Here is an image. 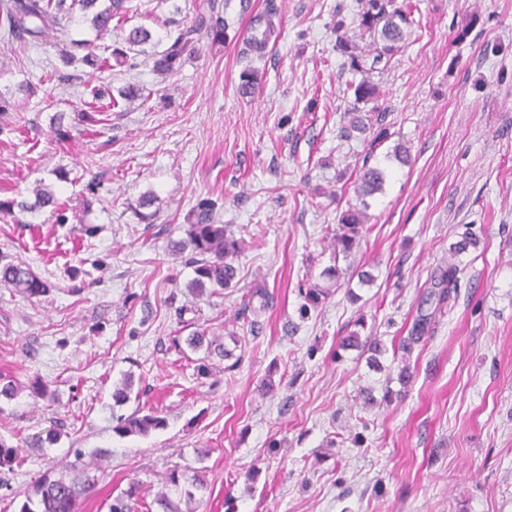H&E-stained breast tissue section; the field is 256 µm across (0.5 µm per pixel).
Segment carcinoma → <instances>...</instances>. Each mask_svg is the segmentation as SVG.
<instances>
[{
  "label": "carcinoma",
  "instance_id": "obj_1",
  "mask_svg": "<svg viewBox=\"0 0 512 512\" xmlns=\"http://www.w3.org/2000/svg\"><path fill=\"white\" fill-rule=\"evenodd\" d=\"M99 0H0V40L6 43L34 45L46 39L48 31L63 21L71 22L76 17H91V23L100 33L110 29L112 19H121L129 14V0H108V4L99 7ZM358 25L372 39L371 64H366V56L356 44L345 34H336V51L346 57L349 68L363 75L353 86L355 103H370L372 108L365 114H359V108L340 121L337 136L350 140L354 134L370 133L367 140V152L359 169L355 192L361 199L370 197L382 190L385 181L384 171L369 165L374 149L387 140L391 133L387 124L386 109L378 105L379 89L371 81L370 74L376 66L390 61L402 48L407 29L413 23L410 7L398 0H358ZM279 12L276 0H266L263 13L255 19L261 28L260 36H252L246 41L243 54H254L261 57L265 54L269 40L276 33L274 18ZM225 22L219 15L216 0H199L195 9L193 25L179 28L169 38L167 47L154 61V68L162 74L177 73L184 62V57L194 43L195 35L202 31L209 32L216 40L224 36ZM367 203L362 207L351 206L343 211L338 218V230L334 240L339 252H350L361 237L364 224L368 221ZM48 208L51 215L59 222L65 221L52 190L42 185L35 190V202L1 201L0 212L8 214L19 210L31 213L35 210ZM215 202L200 199L193 209L194 221L187 225L186 238L175 244V251L190 250L194 257L195 277L188 287L197 290L206 288L217 293L231 287L237 277L234 258L240 250V240L224 224L215 220ZM460 269L455 264L440 271L436 290L430 292L427 299L436 300L437 309H442L454 298L458 288ZM0 285L27 296H43L50 290V284L32 272L23 261H10L0 264ZM305 300L303 309L317 307L325 302L333 293L332 287L315 284L300 289ZM274 296L263 285H257L241 296V309L259 316L272 306ZM431 317L424 315L417 319L411 336L403 340L401 349L411 351L412 346L424 337L429 330ZM192 349L207 346L209 354L222 359H230L234 350L215 340H209L205 334L195 332L186 339ZM163 425V420L153 412L146 414L132 413L127 417L118 416L113 431L119 435H145ZM20 463L18 447L8 444L0 438V468H11ZM97 478L84 472L79 477L44 478L21 504L19 512H78V505L88 491L96 484ZM167 483L174 488L178 497L173 499L166 492H161L156 502L162 512H196L193 505L198 503L197 495L206 489L202 472L198 471L190 478L178 468L170 470ZM138 487L132 484L128 489L113 497L108 505V512H135L138 508Z\"/></svg>",
  "mask_w": 512,
  "mask_h": 512
}]
</instances>
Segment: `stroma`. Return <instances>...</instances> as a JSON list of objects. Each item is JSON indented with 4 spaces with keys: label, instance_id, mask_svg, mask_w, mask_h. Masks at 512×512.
<instances>
[{
    "label": "stroma",
    "instance_id": "1",
    "mask_svg": "<svg viewBox=\"0 0 512 512\" xmlns=\"http://www.w3.org/2000/svg\"><path fill=\"white\" fill-rule=\"evenodd\" d=\"M137 2L101 36L68 23L36 47L0 44V95L31 86L22 110L0 116V200L33 201L42 183L67 216L0 215V256L52 285L33 298L0 286V377L19 389L0 399V438L22 459L0 469V512H17L38 480L75 466L98 476L79 512H107L129 483L164 491L175 465L205 475L198 512H512V0H408L407 39L372 75L391 136L370 158L362 141L336 136L355 75L334 29L367 46L357 0H277L280 35L262 58L242 49L265 0H219L223 42L200 33L173 75L154 70V55L192 24L197 0ZM139 25L150 40L127 45ZM81 39L102 57L124 50L135 68L80 64V82H61L60 53ZM247 69L261 77L250 95L240 92ZM103 83L142 95L79 122ZM56 116L67 139L53 133ZM399 143L408 164L391 156ZM366 160L386 172L367 231L335 262V292L301 316L299 290L332 263L324 232L355 204ZM202 198L251 237L235 287L220 296L192 294L194 267L171 251ZM87 224L95 237L83 235ZM468 228L479 246L453 254ZM452 262L457 298L400 381L393 351ZM363 271L372 285L360 284ZM257 284L274 305L254 333L240 297ZM199 329L237 331L239 366L189 348ZM353 332L379 339L382 353L341 349ZM128 377L137 396L115 405ZM37 379L47 397L31 395ZM143 406L162 427L113 431L115 416ZM51 430L55 444L22 446Z\"/></svg>",
    "mask_w": 512,
    "mask_h": 512
}]
</instances>
